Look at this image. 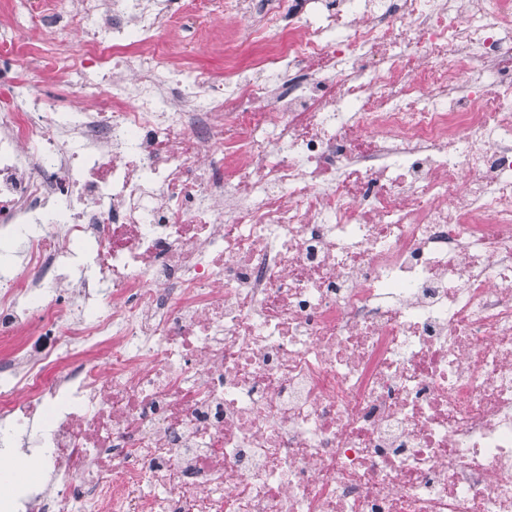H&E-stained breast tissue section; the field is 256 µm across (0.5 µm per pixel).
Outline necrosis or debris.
Here are the masks:
<instances>
[{
	"label": "necrosis or debris",
	"mask_w": 512,
	"mask_h": 512,
	"mask_svg": "<svg viewBox=\"0 0 512 512\" xmlns=\"http://www.w3.org/2000/svg\"><path fill=\"white\" fill-rule=\"evenodd\" d=\"M21 4L75 105L0 101L7 512H512V0ZM178 65L202 71L213 77H220L224 73L223 57L209 49H199L182 57L178 60ZM19 466L21 470L16 469ZM8 471V477L22 491H30L42 483V477L30 471L24 461V455L19 453L12 461L0 459V472Z\"/></svg>",
	"instance_id": "1"
}]
</instances>
